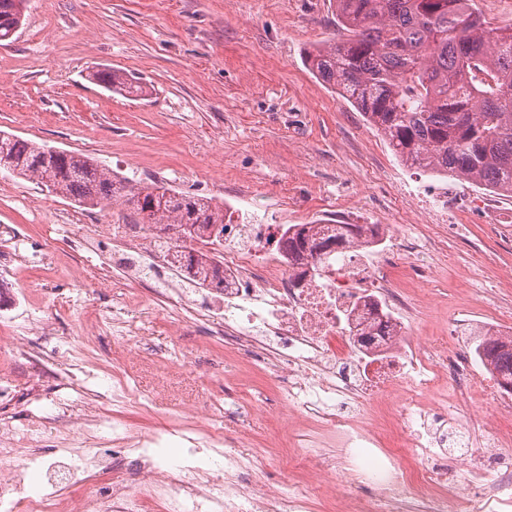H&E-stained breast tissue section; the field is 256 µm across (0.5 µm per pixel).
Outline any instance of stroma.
<instances>
[{
  "label": "stroma",
  "instance_id": "obj_1",
  "mask_svg": "<svg viewBox=\"0 0 512 512\" xmlns=\"http://www.w3.org/2000/svg\"><path fill=\"white\" fill-rule=\"evenodd\" d=\"M337 36L334 0H30L22 29L0 43V131L89 155L144 186L225 203L226 216L237 220L311 224L335 216L341 201L356 206V223L399 224L412 237H433L452 264L422 285L431 304L410 315L409 327L428 336L466 309L457 342L471 351L472 332L512 325V288L499 285L512 278V197L487 193L488 219L469 218L460 236L429 224L412 199L393 209L401 181L453 183L465 195L476 188L404 165L361 112L314 77L307 51ZM98 67L135 74L146 96L99 86L91 78ZM123 210L82 206L0 170V226L26 231L0 246V277L26 300L0 313V389L13 393L0 421H41L47 402L56 403L57 417L77 421L101 405L148 433L172 424L205 391L218 426L232 433L235 402L259 401L274 380L249 365L240 389L225 392L217 337L169 326L141 282L113 270L119 242L102 228ZM74 216L85 217L84 226H69ZM94 318L101 326L74 366V339ZM24 323L49 370L39 402L30 399L28 370L9 342ZM116 324L151 330L152 351L137 357L113 343ZM192 347L196 361L184 364ZM118 360L143 408L113 406ZM430 400L447 409L449 425L470 416L475 454L492 431L512 430V420L493 419L491 410L454 404L450 387ZM292 432L271 415L256 422L250 446L260 471L278 472L296 455Z\"/></svg>",
  "mask_w": 512,
  "mask_h": 512
}]
</instances>
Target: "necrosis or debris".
<instances>
[{
    "mask_svg": "<svg viewBox=\"0 0 512 512\" xmlns=\"http://www.w3.org/2000/svg\"><path fill=\"white\" fill-rule=\"evenodd\" d=\"M416 194L430 223L453 225L482 207L479 197L462 200L456 187ZM282 224L243 221L227 225L223 238L198 242L219 255L223 287L199 302L180 288L163 293L176 323H204L223 337L225 348L248 356L277 382L273 402L239 411L237 430L248 439L255 420L277 413L296 422L293 444L300 454L288 467L305 483L289 491L257 467L248 452L228 447L223 430L209 425L206 399L190 405L179 430L189 442L204 441L214 467L172 473L145 446L147 438L121 419L95 415L53 426L55 454L66 461L68 483L53 491H24V462L37 451L24 446L39 429L0 427V512H311L315 500L340 486L366 488L358 512H487L491 503L512 506V464L487 479L486 463L474 457L470 425L460 420L448 432L440 407L426 402L444 382L466 404L482 399L512 416V403L490 387L445 327L422 339L410 335L401 316L414 297L393 285L394 272L426 275L427 245L410 239L402 225H363L337 254L312 261L308 254L279 249ZM376 328L372 340L362 333ZM385 404L420 459L405 468L391 453L374 454L381 436L374 409ZM338 453L327 457V442ZM113 444L105 453V444ZM463 475L478 494L440 489L449 475Z\"/></svg>",
    "mask_w": 512,
    "mask_h": 512,
    "instance_id": "necrosis-or-debris-1",
    "label": "necrosis or debris"
}]
</instances>
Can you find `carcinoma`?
I'll use <instances>...</instances> for the list:
<instances>
[{
	"mask_svg": "<svg viewBox=\"0 0 512 512\" xmlns=\"http://www.w3.org/2000/svg\"><path fill=\"white\" fill-rule=\"evenodd\" d=\"M25 0H0V41L22 27ZM342 38L315 48L313 74L362 112L406 166L512 195V28L496 29L469 0H336ZM104 88L141 97L146 87L120 70L92 73ZM0 164L82 205L124 203L131 224H147L167 244L181 242L179 268L200 285L224 287L214 258L185 243L224 234V207L161 184L136 186L82 153L51 149L0 132ZM318 237L312 225L281 241L291 253L326 249L358 234ZM497 383L512 387V341L475 340Z\"/></svg>",
	"mask_w": 512,
	"mask_h": 512,
	"instance_id": "obj_1",
	"label": "carcinoma"
}]
</instances>
